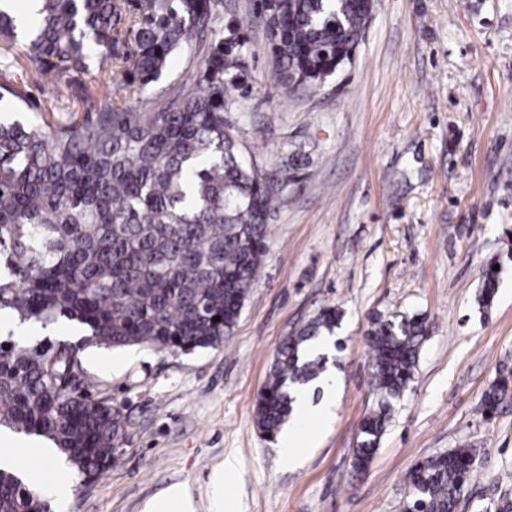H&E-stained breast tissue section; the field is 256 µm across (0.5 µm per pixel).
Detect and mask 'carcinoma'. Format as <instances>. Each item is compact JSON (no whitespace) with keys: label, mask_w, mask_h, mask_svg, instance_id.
Segmentation results:
<instances>
[{"label":"carcinoma","mask_w":512,"mask_h":512,"mask_svg":"<svg viewBox=\"0 0 512 512\" xmlns=\"http://www.w3.org/2000/svg\"><path fill=\"white\" fill-rule=\"evenodd\" d=\"M222 0H36L24 16L0 0V52H15L47 79L49 106L26 122L0 116V312L47 326L60 317L87 332L83 344L160 350L216 347L233 330L265 250L278 193L246 162L226 130L231 89L244 84L241 25L216 28ZM369 0H255L276 84L313 89L355 56ZM204 47L193 83L158 94L140 111L127 99L156 82L176 55ZM115 72L99 112L47 113L65 99L59 82ZM0 102L26 99L0 84ZM498 272L485 271L488 306ZM220 320H214V317ZM340 321L321 312L278 347L259 392L256 423L274 437L293 411L298 385L317 379L326 357L311 351ZM429 335L422 317L377 320L369 331L377 406L361 422L353 466L366 468L395 403L412 382ZM80 345L0 343V426L51 441L85 477L116 459L126 420L105 399L67 388ZM512 399V368H500L483 412ZM474 475L468 448L416 463L402 512H456ZM0 512H49L40 495L0 469Z\"/></svg>","instance_id":"1"}]
</instances>
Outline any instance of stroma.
Wrapping results in <instances>:
<instances>
[{
	"instance_id": "1",
	"label": "stroma",
	"mask_w": 512,
	"mask_h": 512,
	"mask_svg": "<svg viewBox=\"0 0 512 512\" xmlns=\"http://www.w3.org/2000/svg\"><path fill=\"white\" fill-rule=\"evenodd\" d=\"M252 0H223L221 22H243L244 87L224 119L261 173L301 164L267 218L266 250L224 343L188 354L87 345L83 385L127 420L117 461L92 485L74 467L51 512H143L174 484L210 512L209 480L225 456L229 512H401L405 476L451 448L476 453L457 512H492L512 493V402L494 418L482 397L498 365L512 367V0H377L351 64L316 90L272 78ZM43 109L34 67L0 55V84ZM111 74L73 77L76 100L100 111ZM499 266L489 307L482 272ZM343 318L327 368L336 415L291 469L256 424V401L279 345L322 309ZM423 315L430 333L415 377L364 472L352 466L363 418L376 405L368 332L379 318Z\"/></svg>"
}]
</instances>
